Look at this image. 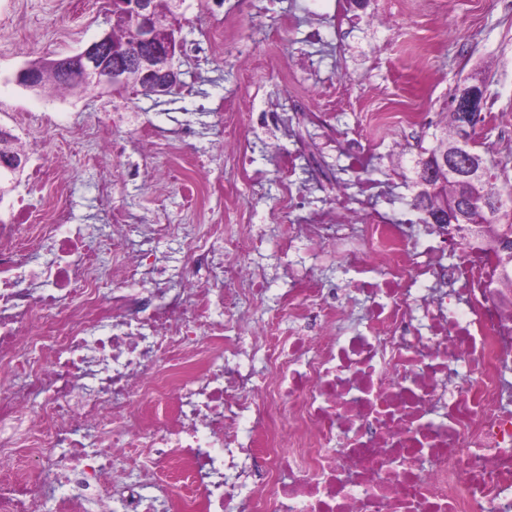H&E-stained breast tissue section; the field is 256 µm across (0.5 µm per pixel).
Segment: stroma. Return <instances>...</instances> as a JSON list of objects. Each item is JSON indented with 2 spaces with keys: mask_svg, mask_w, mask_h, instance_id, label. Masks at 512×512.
I'll use <instances>...</instances> for the list:
<instances>
[{
  "mask_svg": "<svg viewBox=\"0 0 512 512\" xmlns=\"http://www.w3.org/2000/svg\"><path fill=\"white\" fill-rule=\"evenodd\" d=\"M223 2L225 8L242 16V24L229 32L228 47L221 54L177 53L182 85L176 93L119 97L90 86L69 93L61 101L55 94L18 86L14 81L17 70L37 57L50 61L80 52L109 32L110 9L101 8L98 0H0V121L7 123L18 115L56 113L58 126H31L27 132L45 143L50 163L65 164L70 193L79 202L76 223L97 227V261L101 268L114 266L118 258L109 247L112 226L96 193L100 174L111 170L113 160L98 154L93 139L82 134L96 116L131 114L144 124L148 140L157 142L170 139L182 124H192L197 135L190 149L217 176L224 168V160L218 155L224 133L215 125L210 110L223 99L225 87L239 79L238 40L251 38L258 29L266 31L268 40L253 41L252 50L276 57L280 73L288 72L299 52H307L314 67L301 88L306 96L319 97L336 79V60L330 46L304 39V0H278L273 8L267 0ZM382 2L393 15L392 27L375 29L362 24L349 37L353 54L347 68L353 95L365 98L372 87L382 86L394 100L422 97L443 123L448 119V100L465 78L485 80L489 97L482 109L485 124L478 128L477 139L505 140L496 159L504 165V180L512 185V135L500 124L501 116H512V0H424L422 6L406 13L399 9L400 0ZM292 15L298 18L293 27L288 24ZM417 44L431 45L427 62L412 57L411 50ZM63 126L75 130V137L62 139L59 129ZM250 137L266 178L254 192H241L238 206L256 210L262 220L268 242L258 261L276 280L283 272L275 255L277 227L288 223L289 218L276 208L271 159L295 150L297 143L285 129L271 134L254 128ZM112 203L135 212L160 208L175 224L199 221L186 209L173 186L158 192L139 179H118L113 183Z\"/></svg>",
  "mask_w": 512,
  "mask_h": 512,
  "instance_id": "stroma-1",
  "label": "stroma"
}]
</instances>
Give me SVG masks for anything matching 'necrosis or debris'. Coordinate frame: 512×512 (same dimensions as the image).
I'll return each mask as SVG.
<instances>
[{
  "instance_id": "4bbe7bcc",
  "label": "necrosis or debris",
  "mask_w": 512,
  "mask_h": 512,
  "mask_svg": "<svg viewBox=\"0 0 512 512\" xmlns=\"http://www.w3.org/2000/svg\"><path fill=\"white\" fill-rule=\"evenodd\" d=\"M271 67L247 55L215 109L237 184L264 180L239 109L252 74ZM310 67L297 59L283 78L289 110L264 109L258 124L289 126L302 145L278 165L279 211L301 212V162L331 203L281 225L288 286L258 323L272 290L250 261L261 225L171 224L160 210L144 222L113 206L106 175L98 197L122 262L100 271L64 170L0 124L30 165L23 194L0 212V448L39 461L38 473L0 482V512H35L46 487L65 512L91 502L100 512H512V288L475 254L449 260L448 226L413 233L384 184L341 175L362 168L391 125L425 138L429 113L332 124L333 107L363 102L344 75L321 99L303 95ZM186 134L172 139L169 169L126 175L179 180L195 208L223 189L186 152ZM136 222L151 240H189L180 277L126 248ZM332 266L342 279L324 276ZM131 448L148 449L151 466L114 471Z\"/></svg>"
}]
</instances>
